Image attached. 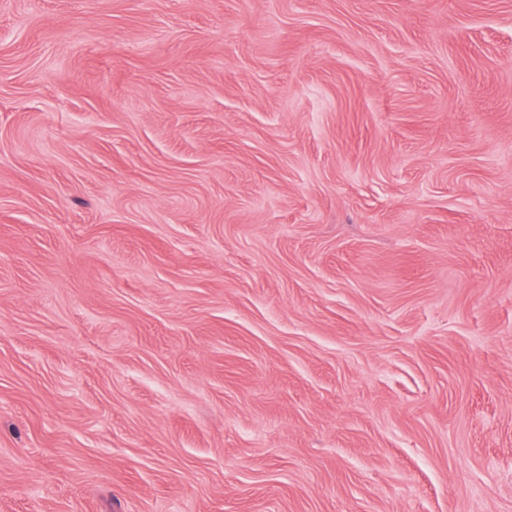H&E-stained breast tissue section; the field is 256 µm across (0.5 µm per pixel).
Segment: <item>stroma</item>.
I'll use <instances>...</instances> for the list:
<instances>
[{
  "instance_id": "stroma-1",
  "label": "stroma",
  "mask_w": 512,
  "mask_h": 512,
  "mask_svg": "<svg viewBox=\"0 0 512 512\" xmlns=\"http://www.w3.org/2000/svg\"><path fill=\"white\" fill-rule=\"evenodd\" d=\"M0 512H512V0H0Z\"/></svg>"
}]
</instances>
